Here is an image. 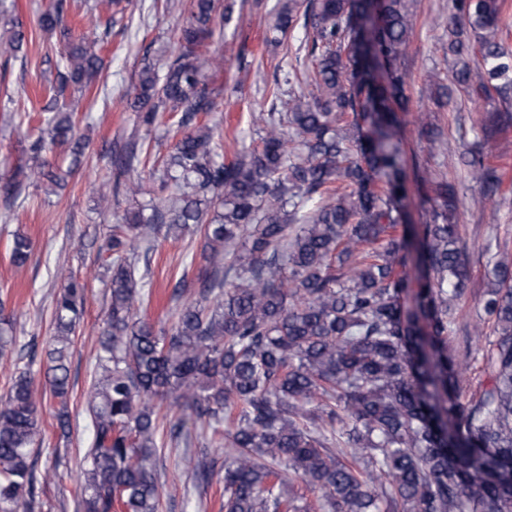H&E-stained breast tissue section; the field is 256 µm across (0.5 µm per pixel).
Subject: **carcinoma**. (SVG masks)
I'll return each mask as SVG.
<instances>
[{
	"label": "carcinoma",
	"instance_id": "obj_1",
	"mask_svg": "<svg viewBox=\"0 0 512 512\" xmlns=\"http://www.w3.org/2000/svg\"><path fill=\"white\" fill-rule=\"evenodd\" d=\"M71 2L51 0L37 27H60ZM452 2L454 83L486 99L512 97V51L497 38L504 0ZM218 20L231 16H216L215 0H190L177 53L160 68L145 63L128 93L142 126L177 117L157 189L138 173L136 148L99 188L104 210L121 191L146 201L116 218L100 245L112 256L110 295L87 398L82 512H161L158 448L188 440L190 419L209 447L236 449L224 464V512H311L286 493L296 478L318 493L322 512H512V256L495 257L483 306L493 325L482 349L486 384L466 401L448 355L456 326L448 302L466 276L448 182H432L430 222L404 228L418 276L397 270L406 266L393 238L407 198L397 126L408 98L395 70L411 33L405 0L282 4L267 41L304 29L315 93L286 76L288 110L271 108L259 143L230 162L218 124L198 121L218 111L210 81L224 66L210 49ZM100 74L90 45H67L48 87L49 139L32 142L33 158L65 145L78 161L81 97L67 92L91 89ZM350 112L366 132L347 121ZM495 149L488 132L466 160L486 198L502 184L489 161ZM43 179L59 187L66 173L19 166L0 183V199L11 207ZM172 233L201 235L210 271L177 278L175 321L157 330L138 317L149 293L137 264ZM30 251L29 238L15 235L12 264L23 267ZM85 300V284L68 277L46 363L12 365L0 398V512L36 502L34 379L43 375L55 397L68 393ZM16 342L1 319L0 351ZM182 465L198 486L216 461L186 455Z\"/></svg>",
	"mask_w": 512,
	"mask_h": 512
}]
</instances>
